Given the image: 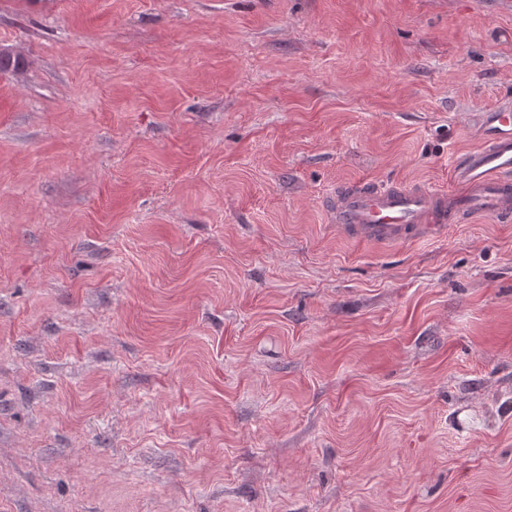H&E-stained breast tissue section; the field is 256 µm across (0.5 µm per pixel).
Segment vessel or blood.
Wrapping results in <instances>:
<instances>
[{"label":"vessel or blood","instance_id":"obj_1","mask_svg":"<svg viewBox=\"0 0 512 512\" xmlns=\"http://www.w3.org/2000/svg\"><path fill=\"white\" fill-rule=\"evenodd\" d=\"M481 139L456 162L453 191L354 183L337 191L331 222L360 240L403 243L479 215L512 219V112L491 113Z\"/></svg>","mask_w":512,"mask_h":512}]
</instances>
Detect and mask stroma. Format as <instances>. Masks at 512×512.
I'll list each match as a JSON object with an SVG mask.
<instances>
[{
    "mask_svg": "<svg viewBox=\"0 0 512 512\" xmlns=\"http://www.w3.org/2000/svg\"><path fill=\"white\" fill-rule=\"evenodd\" d=\"M0 512H512V223L410 243L512 0H0Z\"/></svg>",
    "mask_w": 512,
    "mask_h": 512,
    "instance_id": "stroma-1",
    "label": "stroma"
}]
</instances>
